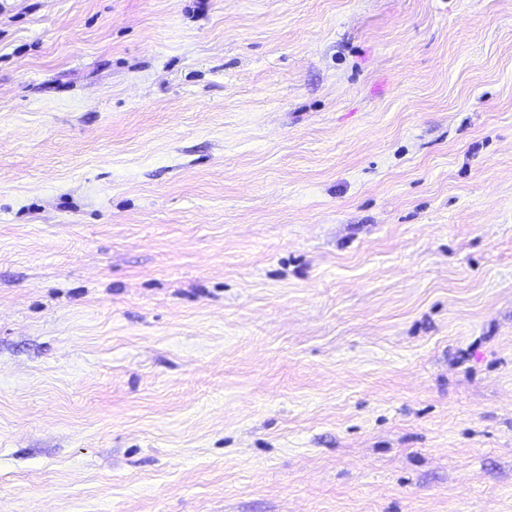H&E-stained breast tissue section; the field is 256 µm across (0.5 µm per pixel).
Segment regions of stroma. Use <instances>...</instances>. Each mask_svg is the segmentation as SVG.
Returning <instances> with one entry per match:
<instances>
[{"instance_id": "obj_1", "label": "stroma", "mask_w": 512, "mask_h": 512, "mask_svg": "<svg viewBox=\"0 0 512 512\" xmlns=\"http://www.w3.org/2000/svg\"><path fill=\"white\" fill-rule=\"evenodd\" d=\"M0 512H512V0H0Z\"/></svg>"}]
</instances>
